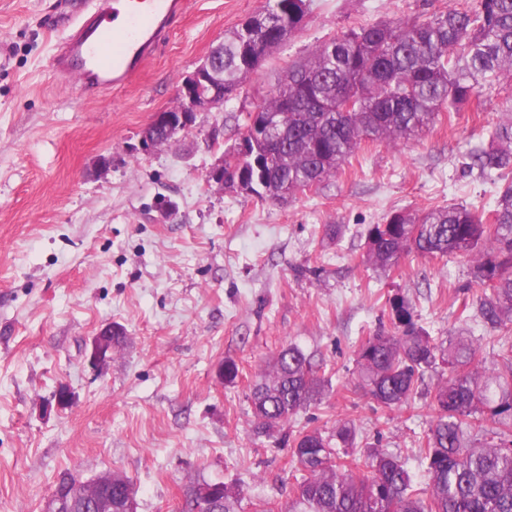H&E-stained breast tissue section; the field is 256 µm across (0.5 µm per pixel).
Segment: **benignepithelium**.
<instances>
[{
  "instance_id": "1",
  "label": "benign epithelium",
  "mask_w": 512,
  "mask_h": 512,
  "mask_svg": "<svg viewBox=\"0 0 512 512\" xmlns=\"http://www.w3.org/2000/svg\"><path fill=\"white\" fill-rule=\"evenodd\" d=\"M178 100V108L157 113L152 123L164 125L175 133L192 127L198 113L224 107V93L210 89L207 70L201 65L182 81ZM112 350V328L109 327L94 337L89 359L96 364L104 363L112 356ZM93 483L101 489V496L89 495L88 481L67 478L58 482L42 512H99L103 505L112 508V474L100 475Z\"/></svg>"
}]
</instances>
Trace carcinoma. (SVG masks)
<instances>
[{
    "label": "carcinoma",
    "instance_id": "cac0c4a2",
    "mask_svg": "<svg viewBox=\"0 0 512 512\" xmlns=\"http://www.w3.org/2000/svg\"><path fill=\"white\" fill-rule=\"evenodd\" d=\"M262 11L263 22L249 19L224 36V68L214 83L226 102L301 29L308 0H266ZM504 74L512 76V0H472L423 21L349 30L289 66L271 96L246 113L244 152L225 159L224 184L236 186L245 173L250 194L262 200L316 189L362 143L395 146L418 137L441 113L461 111L480 81ZM468 169L489 177L512 173L511 116L494 126L487 147L470 153ZM410 254L467 259L469 287L479 289L476 317L493 331L512 330V180L487 214L450 203L394 212L368 230L372 265L385 270ZM388 304L392 328L360 345L356 388L382 408L400 407L437 360L448 366L421 448L428 482L415 487L396 456L351 453L349 424L336 428L334 447L317 431L301 432L290 445L302 475L289 512H512V346L502 351V369L488 374L468 338L439 345L417 326L404 298ZM320 389L313 358L288 345L253 385L255 428L274 430Z\"/></svg>",
    "mask_w": 512,
    "mask_h": 512
}]
</instances>
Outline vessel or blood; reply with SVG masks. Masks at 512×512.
Instances as JSON below:
<instances>
[{
	"label": "vessel or blood",
	"mask_w": 512,
	"mask_h": 512,
	"mask_svg": "<svg viewBox=\"0 0 512 512\" xmlns=\"http://www.w3.org/2000/svg\"><path fill=\"white\" fill-rule=\"evenodd\" d=\"M188 0H86L60 37L52 59L59 82L77 81L83 94L127 86L167 38Z\"/></svg>",
	"instance_id": "1"
}]
</instances>
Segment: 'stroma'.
Here are the masks:
<instances>
[{
	"instance_id": "obj_1",
	"label": "stroma",
	"mask_w": 512,
	"mask_h": 512,
	"mask_svg": "<svg viewBox=\"0 0 512 512\" xmlns=\"http://www.w3.org/2000/svg\"><path fill=\"white\" fill-rule=\"evenodd\" d=\"M265 0H189L132 84L87 99L56 80L50 59L82 0H0V512H41L61 472H118L138 512H180L194 482L239 492L236 512H283L300 430L355 428V450L399 457L426 481L418 442L434 417L424 374L411 404L379 407L354 389L356 352L404 297L436 342L464 336L482 368L507 336L466 318L470 265L412 256L389 270L366 257L369 225L395 210L463 203L487 211L496 188L469 153L512 95L483 84L454 117L395 147L369 143L320 189L261 200L208 179L240 148L235 116L288 67L350 29L423 19L469 0H311L304 27L275 49L223 111L202 112L170 144L141 149L153 116L177 105L182 80ZM111 158L99 171L100 158ZM345 227L340 242L325 227ZM124 343L90 363L103 328ZM318 366L323 390L273 435L254 431L250 392L287 344ZM239 369L224 382L225 361ZM71 405L52 408L59 389Z\"/></svg>"
}]
</instances>
